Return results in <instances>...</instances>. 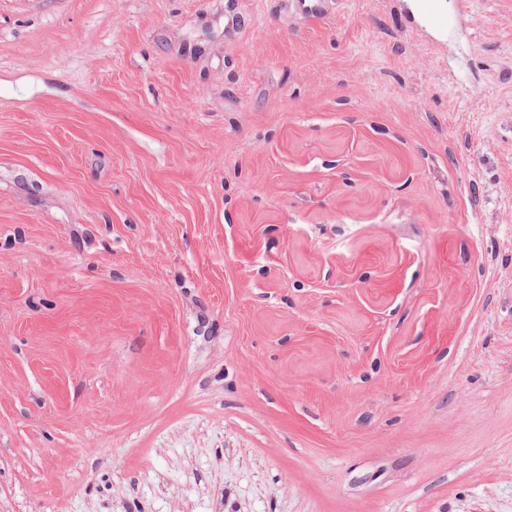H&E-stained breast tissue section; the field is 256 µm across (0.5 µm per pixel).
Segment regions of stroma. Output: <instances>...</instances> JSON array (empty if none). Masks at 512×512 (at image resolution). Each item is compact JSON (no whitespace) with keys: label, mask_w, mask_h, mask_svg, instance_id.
<instances>
[{"label":"stroma","mask_w":512,"mask_h":512,"mask_svg":"<svg viewBox=\"0 0 512 512\" xmlns=\"http://www.w3.org/2000/svg\"><path fill=\"white\" fill-rule=\"evenodd\" d=\"M0 512H512V0H0Z\"/></svg>","instance_id":"obj_1"}]
</instances>
